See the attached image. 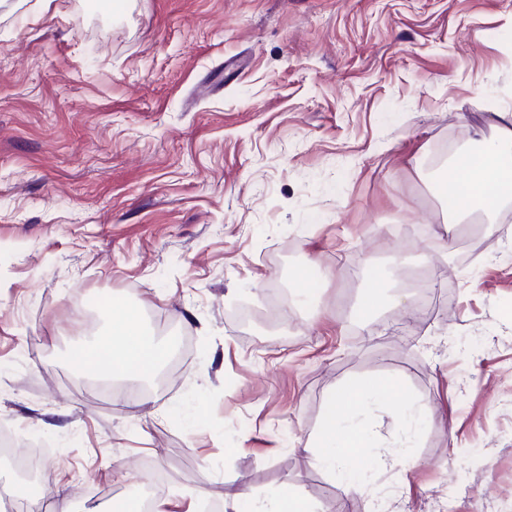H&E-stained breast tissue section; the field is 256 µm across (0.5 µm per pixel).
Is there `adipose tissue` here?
Returning <instances> with one entry per match:
<instances>
[{
    "mask_svg": "<svg viewBox=\"0 0 512 512\" xmlns=\"http://www.w3.org/2000/svg\"><path fill=\"white\" fill-rule=\"evenodd\" d=\"M496 131L495 137L480 138L478 157L451 166L458 174L454 187L460 196L459 203L450 211L453 223L476 215L482 223L492 225L512 212V123L501 122ZM168 354L165 345L141 329L137 311L122 302L112 307L109 342L84 351L86 361L106 360L111 375H131L144 383L158 374ZM399 391L397 384L384 380L348 383L339 398L328 404L325 424L305 446V455L314 464L333 471L344 469L363 449L371 448L375 451L369 460L371 466L381 470L415 468L418 461L412 451L387 452L388 440L381 421H360L353 416L356 406L387 395L398 396ZM408 409L407 399L399 398L393 412L395 425L407 422ZM245 501L250 503L251 512H315L310 501L294 489L258 495L236 485L225 487L224 512H239Z\"/></svg>",
    "mask_w": 512,
    "mask_h": 512,
    "instance_id": "obj_1",
    "label": "adipose tissue"
}]
</instances>
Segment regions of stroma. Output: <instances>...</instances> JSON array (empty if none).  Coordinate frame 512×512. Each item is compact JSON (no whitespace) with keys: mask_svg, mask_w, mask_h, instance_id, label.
Masks as SVG:
<instances>
[{"mask_svg":"<svg viewBox=\"0 0 512 512\" xmlns=\"http://www.w3.org/2000/svg\"><path fill=\"white\" fill-rule=\"evenodd\" d=\"M93 2L0 6V430L50 449L43 512L155 469L173 501L512 512V220L438 189L512 108V0ZM123 298L170 348L136 403L70 362ZM372 377L425 407L418 466H314ZM223 501L224 512H239L244 501L251 504V512H316L310 501L294 489L258 495L247 488L229 485L224 489Z\"/></svg>","mask_w":512,"mask_h":512,"instance_id":"35a3bbf8","label":"stroma"}]
</instances>
